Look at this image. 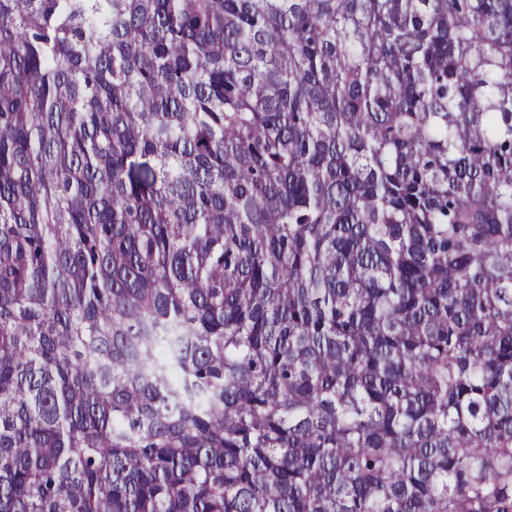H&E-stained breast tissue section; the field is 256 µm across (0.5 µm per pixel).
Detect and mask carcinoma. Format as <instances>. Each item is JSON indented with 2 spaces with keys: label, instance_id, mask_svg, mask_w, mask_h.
Returning a JSON list of instances; mask_svg holds the SVG:
<instances>
[{
  "label": "carcinoma",
  "instance_id": "obj_1",
  "mask_svg": "<svg viewBox=\"0 0 512 512\" xmlns=\"http://www.w3.org/2000/svg\"><path fill=\"white\" fill-rule=\"evenodd\" d=\"M0 512H512V0H0Z\"/></svg>",
  "mask_w": 512,
  "mask_h": 512
}]
</instances>
